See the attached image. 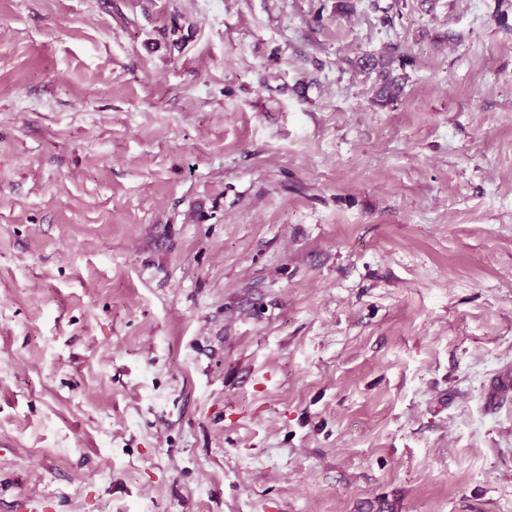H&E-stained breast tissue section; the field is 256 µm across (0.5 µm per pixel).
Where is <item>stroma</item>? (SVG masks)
<instances>
[{
    "label": "stroma",
    "mask_w": 512,
    "mask_h": 512,
    "mask_svg": "<svg viewBox=\"0 0 512 512\" xmlns=\"http://www.w3.org/2000/svg\"><path fill=\"white\" fill-rule=\"evenodd\" d=\"M508 370L512 0H0V512H512ZM364 60L363 63H358V65L362 68L369 67L371 70L377 69L379 77L383 80V86L381 89L382 96L381 100L385 101H391L393 98L396 97L397 92L400 90V86L397 83V77L392 76V69H390V66L394 62L393 59L388 58L384 59L381 58L380 60L376 59H361ZM360 60V61H361Z\"/></svg>",
    "instance_id": "obj_1"
}]
</instances>
